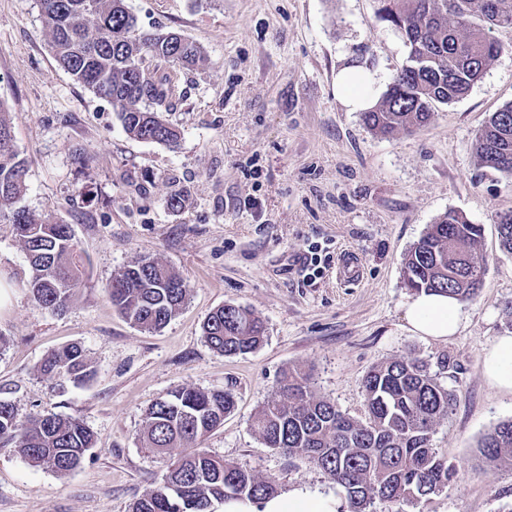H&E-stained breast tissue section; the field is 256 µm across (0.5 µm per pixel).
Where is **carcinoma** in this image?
<instances>
[{
  "label": "carcinoma",
  "mask_w": 512,
  "mask_h": 512,
  "mask_svg": "<svg viewBox=\"0 0 512 512\" xmlns=\"http://www.w3.org/2000/svg\"><path fill=\"white\" fill-rule=\"evenodd\" d=\"M50 47L72 79L107 100L123 130L139 140L170 147L180 138L166 122L174 88L164 75L148 74V59L185 68L203 51L176 32L141 30L125 0H37ZM380 18L405 39L408 56L382 100L363 113L364 124L384 137L410 132L441 105L463 98L503 50L490 32L512 27V0H378ZM485 166L512 175V104L493 113L477 136ZM28 168L0 111V222L14 225L25 251L26 288L42 310L63 311L86 274V261L71 227L20 205ZM502 250L512 254V212L498 223ZM481 227L458 213L430 225L405 257L406 283L416 292L471 300L478 296L485 265L478 256ZM112 305L134 326L156 332L179 311L185 282L155 260L127 265L109 285ZM203 336L216 351L233 356L264 341L262 320L251 310L224 304L205 320ZM40 373L59 389L87 383L94 374L84 349L66 345L47 353ZM298 370L283 373L275 395L256 414L255 432L270 448L302 456L344 489L348 512H376V505L415 503L448 487L456 474L432 448L431 436L448 417L453 394L417 358L393 359L366 376L367 419L343 414L309 390ZM236 404L231 388L181 387L146 411L142 447L167 460L163 482L137 498L131 512H215L227 499L255 504L278 494L271 477L256 475L214 457L201 443L224 424ZM0 441L34 467L66 475L94 447L93 432L76 418L45 414L21 420L0 400ZM479 453L493 466H512V419L489 429Z\"/></svg>",
  "instance_id": "1"
}]
</instances>
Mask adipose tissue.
<instances>
[{
	"mask_svg": "<svg viewBox=\"0 0 512 512\" xmlns=\"http://www.w3.org/2000/svg\"><path fill=\"white\" fill-rule=\"evenodd\" d=\"M336 90L348 111L364 112L377 102L383 79L378 73L348 65L336 75ZM460 315L458 300L420 293L407 304L404 317L411 332L445 341L457 332ZM484 372L495 387L512 392V335L496 337L487 347ZM224 512H339V508L331 496L299 486L264 500L259 507L248 500H226Z\"/></svg>",
	"mask_w": 512,
	"mask_h": 512,
	"instance_id": "1",
	"label": "adipose tissue"
}]
</instances>
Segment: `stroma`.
I'll return each mask as SVG.
<instances>
[{"label":"stroma","instance_id":"35a3bbf8","mask_svg":"<svg viewBox=\"0 0 512 512\" xmlns=\"http://www.w3.org/2000/svg\"><path fill=\"white\" fill-rule=\"evenodd\" d=\"M142 30L176 31L201 46L193 69L158 63L175 89L167 122L176 146L122 129L109 102L55 61L36 0H0V106L28 166L24 199L34 214L70 225L89 274L64 312L37 308L12 225L0 223V400L18 418L55 413L82 420L95 446L61 477L0 450V512H129L159 486L165 462L141 448L149 406L182 386L231 388L234 411L203 446L224 461L272 476L280 492L306 486L343 496L305 458L255 435V413L285 370L349 417L366 416L363 381L400 357L429 362L455 402L432 445L457 468L447 489L390 512H512V469L477 453L493 425L512 419V393L483 374L487 346L512 332V255L498 221L512 210V176L481 164V124L512 103V29L504 50L466 97L438 108L413 132L384 137L336 91V72L356 63L392 81L406 61L401 35L377 15L378 0H126ZM183 196L181 208L168 205ZM481 225L486 272L462 304L456 336L409 331L404 282L410 248L448 212ZM318 243L319 275L307 272ZM358 254L354 285L337 275ZM156 259L187 284V299L160 331L132 326L112 306L120 270ZM250 309L266 326L255 351L211 349L202 325L215 308ZM80 344L95 374L58 391L39 365Z\"/></svg>","mask_w":512,"mask_h":512}]
</instances>
